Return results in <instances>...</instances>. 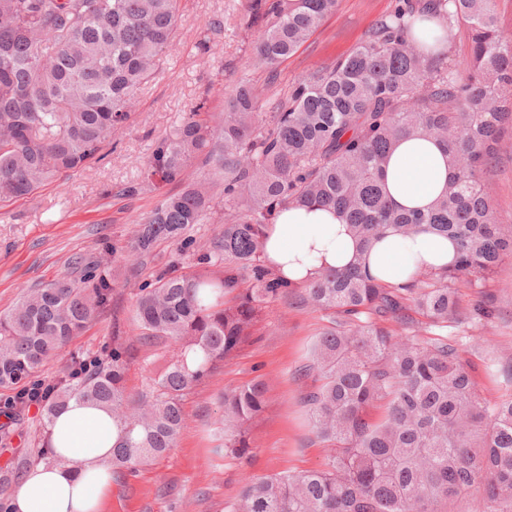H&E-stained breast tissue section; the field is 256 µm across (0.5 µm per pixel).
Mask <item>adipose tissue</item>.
Returning a JSON list of instances; mask_svg holds the SVG:
<instances>
[{
    "instance_id": "obj_1",
    "label": "adipose tissue",
    "mask_w": 512,
    "mask_h": 512,
    "mask_svg": "<svg viewBox=\"0 0 512 512\" xmlns=\"http://www.w3.org/2000/svg\"><path fill=\"white\" fill-rule=\"evenodd\" d=\"M448 180V157L435 142L408 138L391 154L385 184L402 208H426ZM456 252L453 243L431 232L388 235L361 249L348 224L317 206L282 210L264 236L263 259L282 278L302 287L320 270L344 268L354 259L389 282L406 280L417 269L443 268ZM122 428L101 407L71 402L50 427L49 444L69 467L40 465L9 492L11 512H104L112 495V449Z\"/></svg>"
}]
</instances>
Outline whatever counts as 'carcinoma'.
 Listing matches in <instances>:
<instances>
[{"mask_svg":"<svg viewBox=\"0 0 512 512\" xmlns=\"http://www.w3.org/2000/svg\"><path fill=\"white\" fill-rule=\"evenodd\" d=\"M339 2L243 0L240 25L258 31L250 65L264 79L207 85L176 130L153 142L143 178L118 194L180 185L197 162L203 175L162 194L123 248L100 240L98 253L72 258L71 272L0 312V388L14 390L0 399V442L31 403L47 431L77 399L108 409L122 427L112 467L132 472L161 458L177 442L191 390L253 343L273 304L291 301L328 313L311 363L296 374L317 382L302 403L329 453L317 469L250 480L226 512H455L449 505L475 492L483 512H512V396L485 401L462 340L446 333L450 323L465 334L496 315L488 281L512 261V225L499 223L487 190L512 131V34L497 25V0H399L349 53L279 87L277 67ZM182 15L183 0H0V203L106 157L160 74ZM430 17L442 23L431 45L415 35ZM462 29L470 45L459 60L452 42ZM223 30L211 20L196 52H209ZM215 94L224 96L217 123L205 111ZM414 137L444 147L450 176L429 207L404 212L383 171L399 141ZM308 205L333 209L364 247L427 229L453 241L456 259L397 283L357 261L292 292L262 259L263 237L281 210ZM219 209L207 244L187 236ZM164 239L179 242L178 252L121 318L112 262ZM464 288L475 296L466 305ZM107 311L111 340L39 379ZM147 343L168 345L169 358L131 396L129 366ZM221 408L224 447L249 460L266 383L224 391ZM34 460L72 466L46 437L34 459H18L16 475Z\"/></svg>","mask_w":512,"mask_h":512,"instance_id":"carcinoma-1","label":"carcinoma"}]
</instances>
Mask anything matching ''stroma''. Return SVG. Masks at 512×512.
<instances>
[{
	"label": "stroma",
	"mask_w": 512,
	"mask_h": 512,
	"mask_svg": "<svg viewBox=\"0 0 512 512\" xmlns=\"http://www.w3.org/2000/svg\"><path fill=\"white\" fill-rule=\"evenodd\" d=\"M238 0H186L180 35L162 70L139 98L123 131L113 135L112 151L102 162L64 174L34 194L0 203V311L11 307L21 289L51 281L68 270L79 254L94 252L101 239L123 246L136 222L150 212L158 196L118 195L117 186L137 178L153 140L179 123L207 84L250 75L248 41L236 24ZM396 0H342L310 40L278 68L281 84L305 77L348 53L371 26L394 9ZM222 19L224 30L212 55L200 56L193 44L206 24ZM497 219L512 225V139L488 178ZM173 241L158 242L138 265L114 262L120 306H129L136 289L176 252ZM499 314L465 340L476 368L483 399L512 395V261L494 276ZM327 324L324 311L311 307L271 306L261 334L238 358L225 363L186 398V421L176 445L155 462L120 474L105 512H225L250 479L279 472L318 468L327 449L314 435L302 404L310 380L295 370L307 365L311 349ZM112 334V316L103 314L76 337L66 352L41 370L54 377L71 353L95 352ZM260 378L268 388V408L252 429L250 462L226 454L218 427L225 390ZM43 434L41 413L31 407L19 434L0 444V467L35 453Z\"/></svg>",
	"instance_id": "1"
}]
</instances>
